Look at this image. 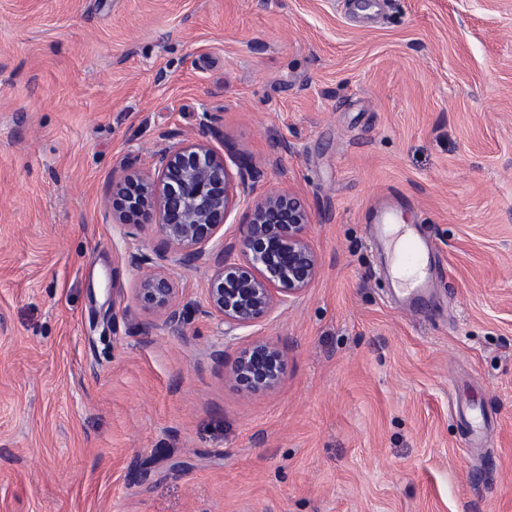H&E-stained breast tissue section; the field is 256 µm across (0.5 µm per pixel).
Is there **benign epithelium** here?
<instances>
[{
  "instance_id": "benign-epithelium-1",
  "label": "benign epithelium",
  "mask_w": 512,
  "mask_h": 512,
  "mask_svg": "<svg viewBox=\"0 0 512 512\" xmlns=\"http://www.w3.org/2000/svg\"><path fill=\"white\" fill-rule=\"evenodd\" d=\"M236 165L235 175L205 139L181 142L153 155L152 169L128 167L112 177L106 197L117 223L158 228L162 258L211 269L207 313L223 320L226 334L253 327L295 302L321 269L310 241L313 215L303 198L289 190L255 196L263 173L242 159ZM241 203L247 222L240 234L215 243ZM137 297L166 327L177 330L184 323L179 291L165 273L143 272ZM285 369L279 344L255 341L238 348L228 376L245 394L270 393Z\"/></svg>"
}]
</instances>
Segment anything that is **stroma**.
I'll return each mask as SVG.
<instances>
[{"label": "stroma", "instance_id": "stroma-1", "mask_svg": "<svg viewBox=\"0 0 512 512\" xmlns=\"http://www.w3.org/2000/svg\"><path fill=\"white\" fill-rule=\"evenodd\" d=\"M184 139L313 214L319 277L230 337L104 204ZM391 190L414 309L369 244ZM258 339L287 367L245 395L210 352ZM0 512H512V0H0ZM429 242V238L421 224H417L412 229V235L409 238L401 256V263L407 270L414 286L407 289L410 296L418 297L422 287V277L419 278L421 266L425 262V247ZM137 297L141 306L158 318L166 327L177 330L185 321L179 291L163 272L149 269L142 273ZM453 407V413L465 423L470 444L479 446L484 440V430L488 424V419L467 400L453 403Z\"/></svg>", "mask_w": 512, "mask_h": 512}]
</instances>
